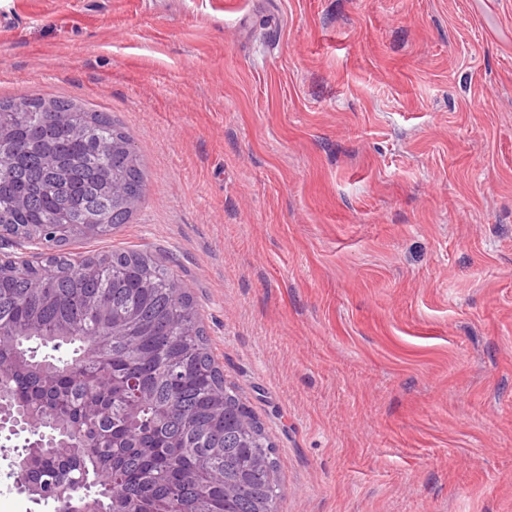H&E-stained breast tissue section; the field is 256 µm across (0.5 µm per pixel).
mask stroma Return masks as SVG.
Instances as JSON below:
<instances>
[{"mask_svg":"<svg viewBox=\"0 0 512 512\" xmlns=\"http://www.w3.org/2000/svg\"><path fill=\"white\" fill-rule=\"evenodd\" d=\"M131 138L278 512H512V0H0V100ZM0 512H53L13 485Z\"/></svg>","mask_w":512,"mask_h":512,"instance_id":"stroma-1","label":"stroma"}]
</instances>
